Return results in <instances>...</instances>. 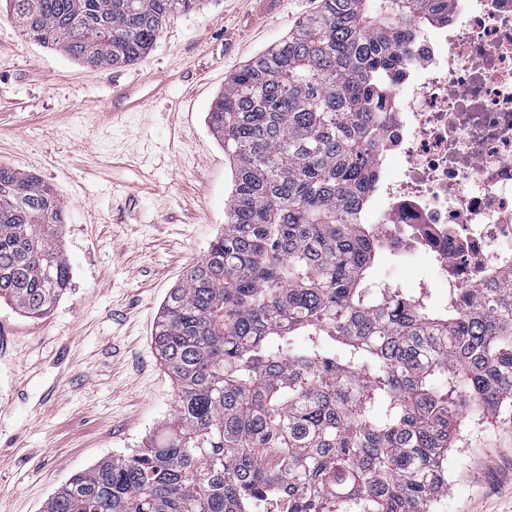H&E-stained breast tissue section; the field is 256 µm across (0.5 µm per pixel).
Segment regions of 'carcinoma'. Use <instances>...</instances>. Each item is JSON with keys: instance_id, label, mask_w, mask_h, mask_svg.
Returning <instances> with one entry per match:
<instances>
[{"instance_id": "obj_1", "label": "carcinoma", "mask_w": 512, "mask_h": 512, "mask_svg": "<svg viewBox=\"0 0 512 512\" xmlns=\"http://www.w3.org/2000/svg\"><path fill=\"white\" fill-rule=\"evenodd\" d=\"M201 0H0L90 71L135 63ZM448 0H319L224 80L207 113L233 189L224 227L170 290L153 342L176 385L142 447L74 474L43 512H434L466 412L512 409V277L422 288L377 276L373 160L421 30ZM64 207L0 165V302L67 291Z\"/></svg>"}]
</instances>
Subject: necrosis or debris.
Masks as SVG:
<instances>
[{"label":"necrosis or debris","instance_id":"obj_1","mask_svg":"<svg viewBox=\"0 0 512 512\" xmlns=\"http://www.w3.org/2000/svg\"><path fill=\"white\" fill-rule=\"evenodd\" d=\"M375 165L383 251L446 294L512 270V0H448L392 88Z\"/></svg>","mask_w":512,"mask_h":512}]
</instances>
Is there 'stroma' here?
<instances>
[{
	"instance_id": "1",
	"label": "stroma",
	"mask_w": 512,
	"mask_h": 512,
	"mask_svg": "<svg viewBox=\"0 0 512 512\" xmlns=\"http://www.w3.org/2000/svg\"><path fill=\"white\" fill-rule=\"evenodd\" d=\"M315 0H203L133 65L88 71L0 15V164L65 206L71 285L45 316L0 305V512H42L75 473L129 452L176 388L152 343L160 306L204 257L232 187L206 115L225 78ZM139 70L165 95L101 111ZM435 512H512V410L472 415Z\"/></svg>"
}]
</instances>
